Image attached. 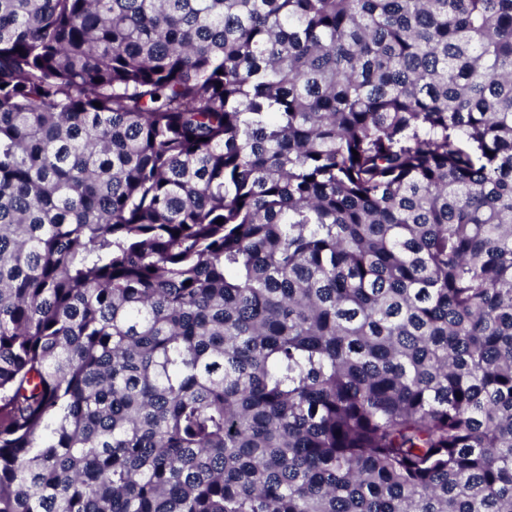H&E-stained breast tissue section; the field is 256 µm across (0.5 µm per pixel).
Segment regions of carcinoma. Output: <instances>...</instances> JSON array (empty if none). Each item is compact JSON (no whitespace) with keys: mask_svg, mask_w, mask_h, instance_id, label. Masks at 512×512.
Masks as SVG:
<instances>
[{"mask_svg":"<svg viewBox=\"0 0 512 512\" xmlns=\"http://www.w3.org/2000/svg\"><path fill=\"white\" fill-rule=\"evenodd\" d=\"M0 512H512V0H0Z\"/></svg>","mask_w":512,"mask_h":512,"instance_id":"carcinoma-1","label":"carcinoma"}]
</instances>
